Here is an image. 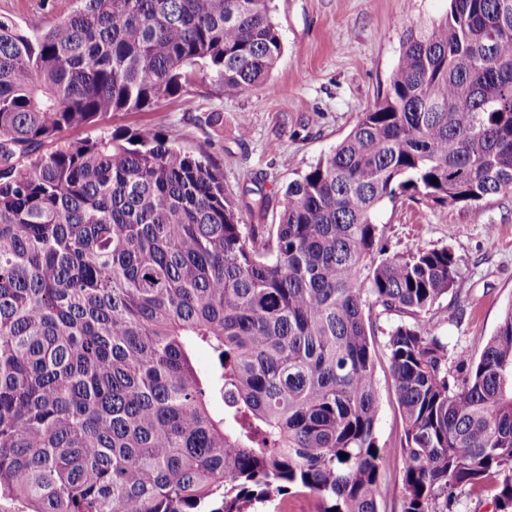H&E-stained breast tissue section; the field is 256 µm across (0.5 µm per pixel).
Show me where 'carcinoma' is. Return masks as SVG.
<instances>
[{"mask_svg":"<svg viewBox=\"0 0 512 512\" xmlns=\"http://www.w3.org/2000/svg\"><path fill=\"white\" fill-rule=\"evenodd\" d=\"M75 2L47 28L0 21V503L252 512L295 490L379 512L380 307L406 317L387 342L402 512H454L465 489L512 512V306L479 355L449 351L429 314L459 293L455 254H394L376 223L403 196L512 193V0L406 30L385 92L275 224L242 223L201 146L60 137L201 74L269 88L273 0Z\"/></svg>","mask_w":512,"mask_h":512,"instance_id":"obj_1","label":"carcinoma"}]
</instances>
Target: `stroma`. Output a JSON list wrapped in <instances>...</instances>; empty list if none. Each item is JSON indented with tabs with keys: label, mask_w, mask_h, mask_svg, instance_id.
I'll return each instance as SVG.
<instances>
[{
	"label": "stroma",
	"mask_w": 512,
	"mask_h": 512,
	"mask_svg": "<svg viewBox=\"0 0 512 512\" xmlns=\"http://www.w3.org/2000/svg\"><path fill=\"white\" fill-rule=\"evenodd\" d=\"M284 43L267 92L225 95L204 76L142 112L113 117V127H151L185 149L207 143L224 187L244 223L269 224L289 182L332 150L360 112L384 92L407 28L443 18L449 0H273ZM74 0H0V20L43 28L67 17ZM249 132L240 135V117ZM376 219L392 252L447 247L460 270V295L442 297L430 313L450 351L479 355L512 306V194L479 207H442L406 197L385 202ZM373 308L379 411L375 435L386 448L379 512H401L403 426L386 349L399 323Z\"/></svg>",
	"instance_id": "35a3bbf8"
}]
</instances>
